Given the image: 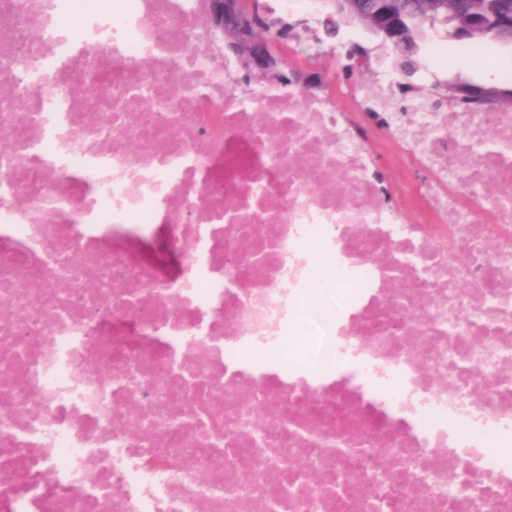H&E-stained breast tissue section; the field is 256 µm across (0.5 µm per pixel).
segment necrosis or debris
<instances>
[{
  "instance_id": "obj_1",
  "label": "necrosis or debris",
  "mask_w": 512,
  "mask_h": 512,
  "mask_svg": "<svg viewBox=\"0 0 512 512\" xmlns=\"http://www.w3.org/2000/svg\"><path fill=\"white\" fill-rule=\"evenodd\" d=\"M198 12L0 0V512H512V112L395 114L404 210ZM309 315L311 321L318 329L316 344L321 350L332 347V336L325 335L327 320L336 316V299L319 288H314L309 295Z\"/></svg>"
}]
</instances>
